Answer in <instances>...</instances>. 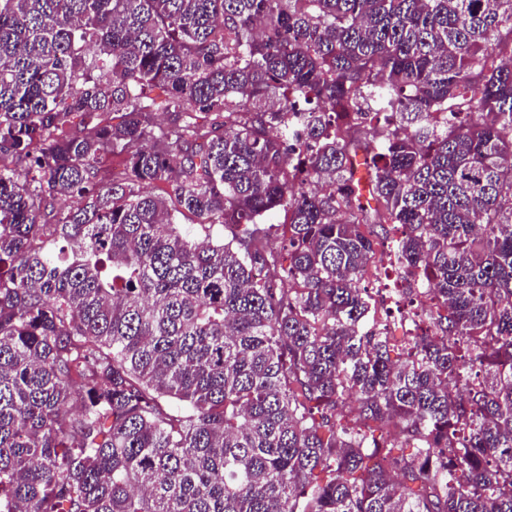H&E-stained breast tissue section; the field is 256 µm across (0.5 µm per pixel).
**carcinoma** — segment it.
Returning <instances> with one entry per match:
<instances>
[{
  "label": "carcinoma",
  "instance_id": "1",
  "mask_svg": "<svg viewBox=\"0 0 512 512\" xmlns=\"http://www.w3.org/2000/svg\"><path fill=\"white\" fill-rule=\"evenodd\" d=\"M0 512H512V0H0Z\"/></svg>",
  "mask_w": 512,
  "mask_h": 512
}]
</instances>
